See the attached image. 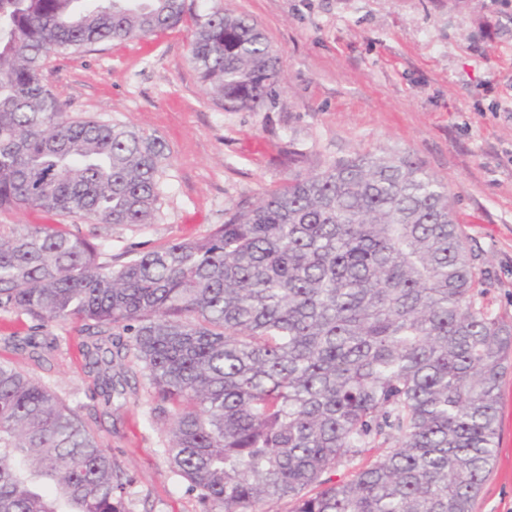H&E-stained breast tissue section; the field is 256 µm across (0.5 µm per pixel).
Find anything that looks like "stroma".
I'll return each mask as SVG.
<instances>
[{"mask_svg":"<svg viewBox=\"0 0 512 512\" xmlns=\"http://www.w3.org/2000/svg\"><path fill=\"white\" fill-rule=\"evenodd\" d=\"M224 9L257 23L279 54L280 81L250 109H225L191 62L193 17ZM190 20L165 35L46 60L44 84L73 118L119 122L158 137L167 160L144 227L62 218L26 207L0 224H59L130 248L193 240L243 203L363 152L410 156L448 186L480 255L479 303L512 323V0H185ZM27 316L0 311V362L89 403L104 373L120 381L98 426L128 484L131 512H203L150 422L145 381L127 362L89 365L77 323H49L31 349ZM498 439L473 512H512V369L499 388Z\"/></svg>","mask_w":512,"mask_h":512,"instance_id":"1","label":"stroma"}]
</instances>
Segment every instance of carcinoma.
I'll use <instances>...</instances> for the list:
<instances>
[{
	"mask_svg": "<svg viewBox=\"0 0 512 512\" xmlns=\"http://www.w3.org/2000/svg\"><path fill=\"white\" fill-rule=\"evenodd\" d=\"M184 16V0H0L1 209L150 223L162 142L70 118L41 69ZM191 57L226 109L254 106L279 79L262 29L226 10L196 24ZM101 250L46 224H1L0 310L33 322L14 341L36 349L47 323L79 321L104 353L95 363L136 367L170 466L204 512H473L512 326L477 303L479 254L447 185L418 162L357 155L201 238L116 269ZM340 468L347 479L324 478ZM126 485L72 400L0 363V512H130Z\"/></svg>",
	"mask_w": 512,
	"mask_h": 512,
	"instance_id": "cac0c4a2",
	"label": "carcinoma"
}]
</instances>
